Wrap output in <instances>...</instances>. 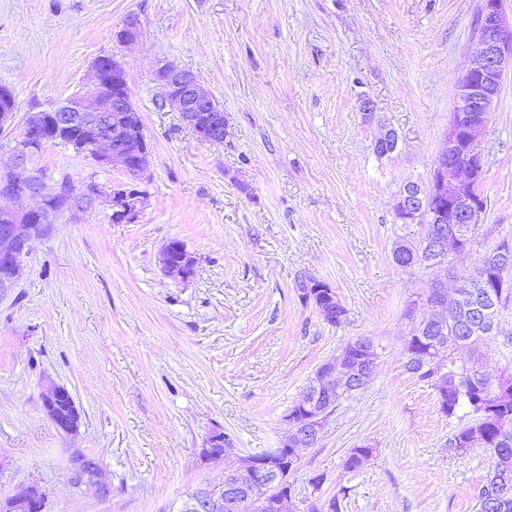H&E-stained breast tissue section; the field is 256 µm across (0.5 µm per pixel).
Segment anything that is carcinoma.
<instances>
[{
  "instance_id": "1",
  "label": "carcinoma",
  "mask_w": 512,
  "mask_h": 512,
  "mask_svg": "<svg viewBox=\"0 0 512 512\" xmlns=\"http://www.w3.org/2000/svg\"><path fill=\"white\" fill-rule=\"evenodd\" d=\"M404 235L399 237L402 252L414 266H421L420 248L409 225H402ZM475 303L490 302L493 318L480 322L467 312L461 313L464 332L454 330L442 336L433 326L423 332L413 329L410 333L411 348L424 351L434 345L447 344L435 358L422 367L405 364L408 372L415 375L436 391L440 397L444 415L452 418L461 410L473 417L471 423L458 429L449 439L450 447L465 451L480 439L484 448L497 449L492 465L483 482L476 489V512H494V500L512 502V360L495 377L480 370L482 347L498 339L494 318L512 311V290L500 294L496 289L487 290L480 285L472 289ZM373 453V449L360 446L351 450L345 460V468L354 470Z\"/></svg>"
}]
</instances>
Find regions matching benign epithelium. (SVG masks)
I'll return each mask as SVG.
<instances>
[{
	"instance_id": "7a95c632",
	"label": "benign epithelium",
	"mask_w": 512,
	"mask_h": 512,
	"mask_svg": "<svg viewBox=\"0 0 512 512\" xmlns=\"http://www.w3.org/2000/svg\"><path fill=\"white\" fill-rule=\"evenodd\" d=\"M481 21L474 29L469 46L471 65L460 79L454 112L443 138L429 181L422 186L408 182L394 203V212L404 224L424 229L417 238L421 262L433 270L434 287L448 282V262L459 254L448 250V243L459 236L468 245L478 242L484 233L487 203L478 191L486 174L485 157L476 146L478 133L509 74L512 73V19L507 16L506 0H481ZM140 35V21L131 15L120 30L119 41L131 44ZM163 87L159 108L179 114L182 122L199 138L212 144L224 142V109L190 71L166 64L158 71ZM99 64L91 65L80 91L65 98L49 111L29 112L23 120L25 131L17 136L10 157V168L36 178L33 190L17 198L13 184L0 181V198L13 202L0 207V264L7 271L0 274V296L17 285L24 270L19 256L30 251V242L45 234L64 212L54 207L60 185L48 187L46 177L31 169L27 161L49 144H69L65 133L78 128L86 153L100 166L117 169L131 177L143 173L150 164V152L144 145L129 158L125 140L137 133L139 112L132 99L117 92L107 97ZM112 112V131L105 130L106 112ZM398 134L384 130L375 142L376 150L387 155L396 150ZM149 195L127 183L118 182L105 189L95 182L83 195L68 204L67 213L76 218L89 209L107 207L112 223L133 224L148 206ZM165 273L189 278L195 258L183 244L170 240L160 250ZM483 273L496 277L497 287L512 288V252L501 249L491 261H483ZM431 314L422 326L446 327L447 314L458 315V308L430 306ZM379 358L378 345L369 337H356L341 352L326 360L295 403L297 412L284 416L286 425L278 447L260 454L246 455L224 470V480L195 490L184 502L182 512H292L293 493L282 490L288 474L300 464L299 450L317 445L324 434L331 413L323 403L340 393L351 397L363 391L372 378V366ZM209 447L218 452L209 457L215 464L232 454L231 439L223 433L209 438ZM19 512H43V505L30 487L20 488L11 496Z\"/></svg>"
}]
</instances>
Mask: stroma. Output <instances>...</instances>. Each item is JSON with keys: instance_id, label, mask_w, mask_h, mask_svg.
Segmentation results:
<instances>
[{"instance_id": "obj_1", "label": "stroma", "mask_w": 512, "mask_h": 512, "mask_svg": "<svg viewBox=\"0 0 512 512\" xmlns=\"http://www.w3.org/2000/svg\"><path fill=\"white\" fill-rule=\"evenodd\" d=\"M479 3L0 0V85L19 112L55 107L109 57L126 71L151 154L138 222L113 223L103 208L62 216L0 297V504L35 483L47 512H180L237 456L278 447L319 365L369 336L381 347L372 380L301 452L299 512L334 496L341 512H475L492 459L449 447L463 418L446 417L404 367V310L432 273L396 266L392 248L393 203L407 182L429 179ZM131 15L141 36L125 45L116 34ZM165 63L195 73L223 106V143L159 109ZM386 126L399 141L383 156L374 142ZM476 145L489 233L454 258L462 278L512 238V77ZM38 165L52 183L124 179L61 144ZM171 240L195 258L188 279L161 268ZM307 277L337 293L341 324L302 300ZM54 384L74 399L76 434L44 411ZM217 432L235 446L221 465L203 459ZM365 445L372 457L346 470ZM77 452L98 460L109 496L73 488Z\"/></svg>"}]
</instances>
